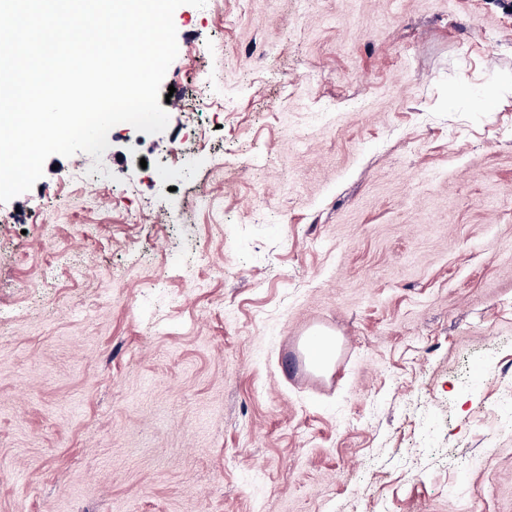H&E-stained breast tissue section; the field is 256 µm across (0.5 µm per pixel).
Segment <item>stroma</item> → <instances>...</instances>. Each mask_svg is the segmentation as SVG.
<instances>
[{"label": "stroma", "instance_id": "obj_1", "mask_svg": "<svg viewBox=\"0 0 512 512\" xmlns=\"http://www.w3.org/2000/svg\"><path fill=\"white\" fill-rule=\"evenodd\" d=\"M174 23L167 129L0 204V512H512V8Z\"/></svg>", "mask_w": 512, "mask_h": 512}]
</instances>
